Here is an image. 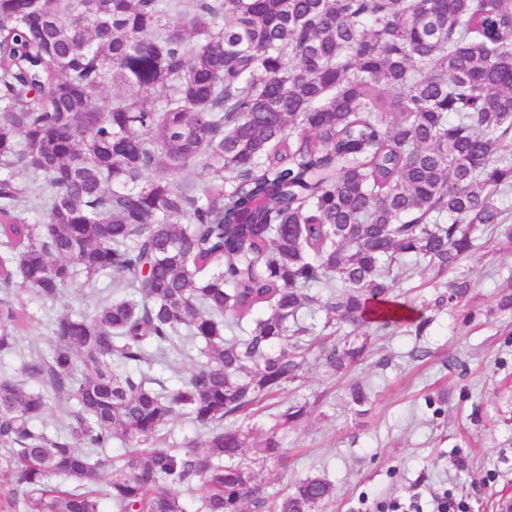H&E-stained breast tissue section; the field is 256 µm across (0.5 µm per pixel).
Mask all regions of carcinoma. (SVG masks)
I'll return each instance as SVG.
<instances>
[{
	"mask_svg": "<svg viewBox=\"0 0 512 512\" xmlns=\"http://www.w3.org/2000/svg\"><path fill=\"white\" fill-rule=\"evenodd\" d=\"M108 85L136 94L99 106ZM23 173L44 181L33 223ZM511 196L512 0H0V291L54 303L106 271L127 290L52 320L19 369L36 389L0 377V512H186L176 486L204 512H318L326 478L273 501L254 471L306 405L253 459L224 420L312 357L357 365L360 329L405 321L399 282L457 269ZM32 321L0 301V356ZM194 351L177 388L153 377ZM51 398L75 403L65 434L34 427ZM180 417L203 447L157 446Z\"/></svg>",
	"mask_w": 512,
	"mask_h": 512,
	"instance_id": "obj_1",
	"label": "carcinoma"
}]
</instances>
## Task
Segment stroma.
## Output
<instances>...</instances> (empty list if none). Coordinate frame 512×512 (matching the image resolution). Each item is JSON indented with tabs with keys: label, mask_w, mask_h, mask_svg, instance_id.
Masks as SVG:
<instances>
[{
	"label": "stroma",
	"mask_w": 512,
	"mask_h": 512,
	"mask_svg": "<svg viewBox=\"0 0 512 512\" xmlns=\"http://www.w3.org/2000/svg\"><path fill=\"white\" fill-rule=\"evenodd\" d=\"M461 269L474 283L471 323L446 310L419 339L404 324L370 328V353L346 375L329 376L309 362L284 392L236 417V424L264 431L292 401L311 405L303 422L280 434L287 467L255 465L269 492L314 472L336 489L324 512H388L394 501L432 512L444 495L462 501L464 512H497L500 499L512 496V316L496 307L512 283V242L499 228L480 232ZM112 280V273L100 274L90 289L77 278L54 303L15 289L34 315L22 348L48 352L50 321L110 301ZM417 349L422 357H414ZM357 382L372 391L360 414L347 398ZM440 394L447 403L437 415L425 398Z\"/></svg>",
	"instance_id": "stroma-1"
}]
</instances>
